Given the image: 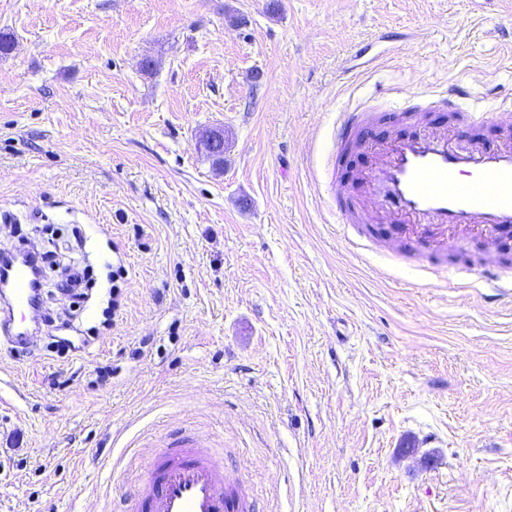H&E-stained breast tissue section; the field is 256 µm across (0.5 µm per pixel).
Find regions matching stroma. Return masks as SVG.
<instances>
[{
    "mask_svg": "<svg viewBox=\"0 0 512 512\" xmlns=\"http://www.w3.org/2000/svg\"><path fill=\"white\" fill-rule=\"evenodd\" d=\"M0 33V251L89 281L43 295L84 354L0 347V512H113L181 431L255 512H512V293L477 240L336 224L328 180L352 99L460 82L502 143L512 0H0Z\"/></svg>",
    "mask_w": 512,
    "mask_h": 512,
    "instance_id": "stroma-1",
    "label": "stroma"
}]
</instances>
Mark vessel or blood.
Returning <instances> with one entry per match:
<instances>
[{
  "label": "vessel or blood",
  "instance_id": "1",
  "mask_svg": "<svg viewBox=\"0 0 512 512\" xmlns=\"http://www.w3.org/2000/svg\"><path fill=\"white\" fill-rule=\"evenodd\" d=\"M468 95L455 83L429 95L427 102L453 113ZM376 114V108L355 101L333 123L337 152L357 141L379 157L365 177L374 188L365 203L354 202L340 181H332L337 223H366V209L381 208L405 224L434 225L440 239L416 235L408 241V249L422 256L430 250L447 252L449 239L461 230L485 236L512 230V143L488 148L459 129L414 132L376 145L368 134ZM34 278L31 258L0 255V343L15 350L27 349L40 329L29 318L41 306ZM120 512H251V506L213 448L190 434L154 451Z\"/></svg>",
  "mask_w": 512,
  "mask_h": 512
}]
</instances>
